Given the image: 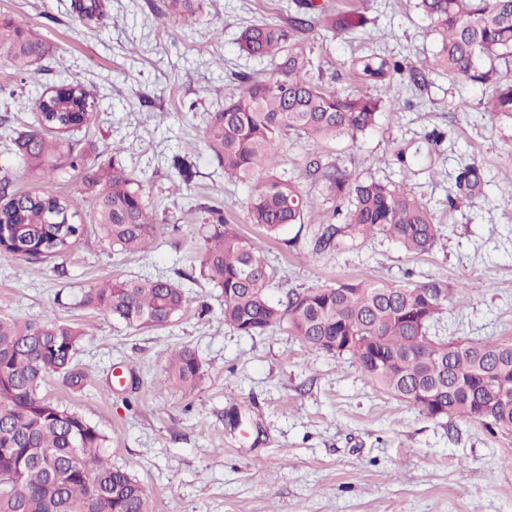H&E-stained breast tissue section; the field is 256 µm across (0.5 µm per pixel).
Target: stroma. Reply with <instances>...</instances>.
Masks as SVG:
<instances>
[{"instance_id": "obj_1", "label": "stroma", "mask_w": 512, "mask_h": 512, "mask_svg": "<svg viewBox=\"0 0 512 512\" xmlns=\"http://www.w3.org/2000/svg\"><path fill=\"white\" fill-rule=\"evenodd\" d=\"M88 19L74 0H0V15L26 21L52 46L32 77L16 80L0 65V120L33 124L32 99L77 80L94 91L88 125L71 132L88 164L136 171L162 231L145 253H119L92 222L94 199L74 174L60 193L79 203L86 235L63 259L33 264L0 254V316L55 318L87 327L79 362L84 391L49 380L46 394L76 408L109 438L114 465L149 492L155 512H512V438L491 436L462 419L433 420L376 389L356 364L305 347L287 325L242 336L224 322L220 291L198 276L204 237L214 231L208 206L262 242L277 273L272 299L346 280L415 284L431 278L458 293L433 327L439 336H512V126L483 111L486 88L422 68L437 39L415 0H331L365 12V29L314 38L311 78L340 93L396 100L378 126L357 139L320 146L288 135L279 173L302 180L304 226L273 239L247 220L245 185L225 179L205 146L234 73L268 76V61L238 50L253 20H284L292 0H203L183 25L154 13L151 0H100ZM418 68L363 82L368 55ZM405 152L409 169L393 164ZM355 176L405 181L427 201L441 235L410 254L377 235L312 255L316 225L332 207L305 178L312 155ZM188 156L183 181L172 166ZM480 185L465 196L457 176L468 164ZM196 276L185 310L164 329L135 330L83 302L112 278ZM195 350L203 378L190 392L163 384L170 350Z\"/></svg>"}]
</instances>
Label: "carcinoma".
Listing matches in <instances>:
<instances>
[{"label":"carcinoma","mask_w":512,"mask_h":512,"mask_svg":"<svg viewBox=\"0 0 512 512\" xmlns=\"http://www.w3.org/2000/svg\"><path fill=\"white\" fill-rule=\"evenodd\" d=\"M201 0H161L160 13L189 22ZM438 36L437 51L425 66L462 82L491 89L485 111L512 121V0H417ZM369 23L356 10H336L316 0H296L281 22L257 20L241 31V54L267 59L271 74L246 73L224 95V107L206 126L207 148L224 175L248 184L247 215L273 238L286 225H304L307 198L297 180L278 173L283 136L294 133L311 145L373 128L385 101L365 92L341 95L309 78L313 60L307 36L336 37ZM50 53L39 33L0 17V63L12 74H31ZM370 77L402 74L399 60L367 58ZM67 113L68 126L51 119L43 97L34 100L37 127L9 130L11 152L38 176L39 185L19 192L0 181V252L33 263L62 258L84 228L50 223L57 208L77 202L52 190L67 170L84 172L70 130L92 119L93 93L77 81L53 99ZM306 177L321 188L341 223L321 224L315 253L336 249L346 239L384 234L408 253L428 251L438 227L427 205L406 187L360 179L335 163L311 157ZM84 181L94 189V223L122 253L146 250L159 231L144 203L140 181L122 167L99 168ZM223 230L205 237L200 276L221 290L224 323L243 336H256L283 322L309 349L356 363L377 389L438 420L463 418L489 434L512 436V337L496 341L453 339L430 333L454 292L438 279L420 284L346 281L294 290L272 301L268 289L275 268L255 240L224 223L223 211L209 209ZM186 292L167 276L113 280L93 288L85 303L134 329L166 327L182 312ZM86 331L56 319L19 321L0 317V512H153L141 484L110 460L108 437L81 413L45 394L55 378L81 391L87 373L77 361ZM203 371L195 351L183 346L169 356L164 381L192 390Z\"/></svg>","instance_id":"cac0c4a2"}]
</instances>
